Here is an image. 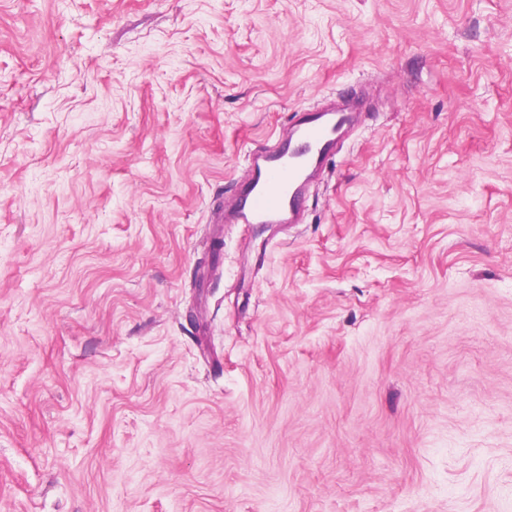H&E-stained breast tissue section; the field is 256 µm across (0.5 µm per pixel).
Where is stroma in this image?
Listing matches in <instances>:
<instances>
[{"label":"stroma","mask_w":512,"mask_h":512,"mask_svg":"<svg viewBox=\"0 0 512 512\" xmlns=\"http://www.w3.org/2000/svg\"><path fill=\"white\" fill-rule=\"evenodd\" d=\"M0 512H512V0H0ZM347 108L307 110L294 115L291 129L254 155L238 178L234 203L219 224H301L306 186L324 172L352 125Z\"/></svg>","instance_id":"1"}]
</instances>
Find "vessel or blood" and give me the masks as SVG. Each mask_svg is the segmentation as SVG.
<instances>
[{
	"mask_svg": "<svg viewBox=\"0 0 512 512\" xmlns=\"http://www.w3.org/2000/svg\"><path fill=\"white\" fill-rule=\"evenodd\" d=\"M351 109L307 110L286 135L254 155L238 178L226 224H297L307 208L306 186L324 172L353 122Z\"/></svg>",
	"mask_w": 512,
	"mask_h": 512,
	"instance_id": "1",
	"label": "vessel or blood"
}]
</instances>
